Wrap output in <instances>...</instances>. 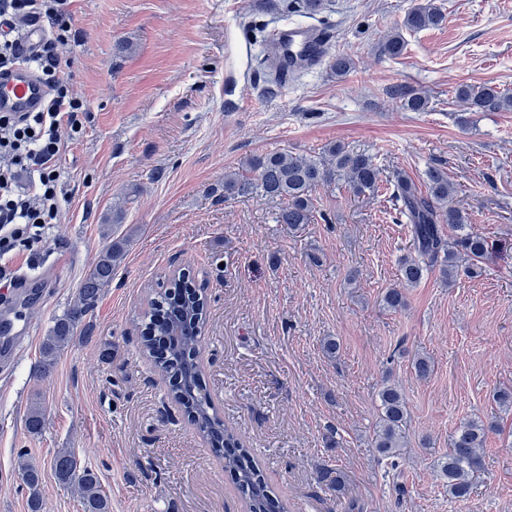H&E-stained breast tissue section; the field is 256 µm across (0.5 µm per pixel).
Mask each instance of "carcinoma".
I'll return each instance as SVG.
<instances>
[{
    "label": "carcinoma",
    "mask_w": 512,
    "mask_h": 512,
    "mask_svg": "<svg viewBox=\"0 0 512 512\" xmlns=\"http://www.w3.org/2000/svg\"><path fill=\"white\" fill-rule=\"evenodd\" d=\"M445 19L433 0H413L403 19V27L421 31L439 26ZM405 41L398 31L384 36L381 50L388 56L400 55ZM330 67L338 77L355 68L354 59L337 55ZM402 107L410 112H425L429 98L412 89L400 92ZM457 101L474 112L490 110L511 111L512 94L502 93L492 86L461 85L456 90ZM425 189H420L402 172L394 174V199L400 203L401 213L411 226L416 255L400 262V276L405 286L417 285L432 268L438 266L443 277L453 281L459 271L460 258L467 260L465 273L471 278L482 275L483 260L489 243L485 237L466 229V217L451 205L455 193L448 173L432 166L425 173ZM345 181L353 192L375 193L381 182L380 172L370 155L354 152L341 144L329 146L319 158L297 156L286 151H274L248 158L241 170L224 174V198L256 193L268 198L286 201L277 222L298 228L311 222L313 202L311 193L317 186ZM455 232L453 241L445 239L442 225ZM125 241L116 240L98 256L90 273L82 281L77 295L68 309L55 318L53 326L43 338L41 359L35 372L49 373L61 352L76 337L87 333L86 316L95 300L112 282V275L123 261ZM195 287L194 280L173 278L168 289L150 301L143 315L144 350L153 358L155 366L165 374H173L179 383L172 386L171 395L191 415L199 433L213 442L224 441V470L235 475L238 491L244 497L248 512H286L284 504L272 496L271 489L257 465L238 451L241 442L221 419L211 400L197 394L200 367L195 361L206 321L204 296L185 292ZM384 305L398 311L406 305V295L400 288H392L383 296ZM382 415L375 431L374 446L380 460L395 470L404 447V431L408 410L401 390L394 384L380 392ZM28 433H41L45 424V407L31 405L25 415ZM493 423L481 419L460 425L451 442L448 454L437 461L441 479L448 497L455 501L466 499L471 491L472 477L482 468V450ZM57 481L74 488L82 503L83 512H112L109 497L103 491L98 475L87 467H80L75 453L68 449L57 452L52 465ZM19 475L30 490V512H41L42 501L38 488L42 472L38 465L20 456Z\"/></svg>",
    "instance_id": "cac0c4a2"
}]
</instances>
